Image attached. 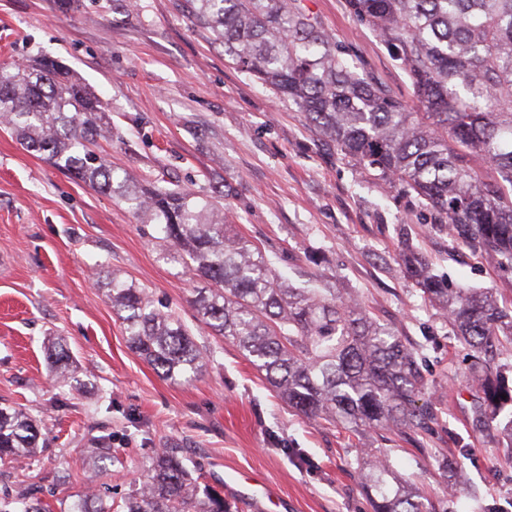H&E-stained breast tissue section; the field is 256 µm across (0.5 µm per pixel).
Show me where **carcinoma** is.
<instances>
[{"instance_id":"cac0c4a2","label":"carcinoma","mask_w":512,"mask_h":512,"mask_svg":"<svg viewBox=\"0 0 512 512\" xmlns=\"http://www.w3.org/2000/svg\"><path fill=\"white\" fill-rule=\"evenodd\" d=\"M408 77L424 107L403 100L357 62L323 26L306 0H190L196 25L255 80L303 112L342 155L376 177L397 182L448 227L458 242L512 266V0H346ZM0 127L55 167L160 226L172 258L201 288L193 306L206 328L235 344L265 373L288 406L354 430H413L423 383L416 351L394 327L329 288H296L229 220L216 196L186 189L140 188L101 153L112 138L108 109L56 60L0 64ZM420 290L444 306L455 336L479 377V420L496 424L512 448V386L496 363L512 320L486 291L453 288L408 249L402 254ZM133 350L164 379L188 381L207 353L173 312L157 308L146 289L117 276L106 288ZM55 381L80 385L70 351L56 342ZM41 432L32 416L0 407V460L34 456ZM112 435L96 439L97 470L110 458ZM373 512H436L417 486L403 482L381 457L361 470ZM43 512L35 496L0 497V512ZM68 512H112V499L89 490ZM120 512H231L216 490L197 481L174 449H163L151 474Z\"/></svg>"}]
</instances>
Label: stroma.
<instances>
[{"mask_svg": "<svg viewBox=\"0 0 512 512\" xmlns=\"http://www.w3.org/2000/svg\"><path fill=\"white\" fill-rule=\"evenodd\" d=\"M339 44L402 98L412 91L345 0H309ZM46 55L66 64L109 109L113 167L145 186L223 193L242 236L297 287L333 288L393 325L419 353L425 429L354 431L292 409L191 305L198 280L167 256L154 225L25 149L0 129V405L30 411L45 446L0 466V493L35 489L67 512L85 489L101 435L112 460L95 489L121 503L155 453L179 449L199 486L252 512H373L359 486L363 455L386 450L396 474L421 478L451 512H512V458L475 419L467 351L441 305L425 299L400 256L412 248L450 285L490 289L512 307V269L463 246L400 185L344 158L295 105L280 100L193 24L185 0H0V62ZM112 270L178 312L212 360L170 382L130 348L98 285ZM63 337L82 386L54 383L45 346ZM69 473L67 484L53 482ZM477 488L479 498L468 495Z\"/></svg>", "mask_w": 512, "mask_h": 512, "instance_id": "obj_1", "label": "stroma"}]
</instances>
